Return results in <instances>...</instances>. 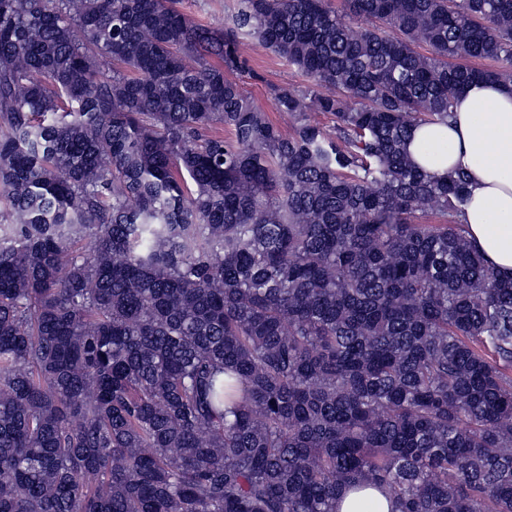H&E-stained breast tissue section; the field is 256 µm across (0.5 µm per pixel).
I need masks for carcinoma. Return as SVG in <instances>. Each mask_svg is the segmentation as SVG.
<instances>
[{
    "mask_svg": "<svg viewBox=\"0 0 512 512\" xmlns=\"http://www.w3.org/2000/svg\"><path fill=\"white\" fill-rule=\"evenodd\" d=\"M177 4L0 0V512H512V278L404 152L512 0ZM234 3L235 0H182L179 6L196 23L220 29ZM241 52L248 60L249 66L264 77V82L256 81L245 73L239 76V83L254 103L264 110L283 131H290L295 120L275 109L269 86L304 90L310 83L294 68L288 66L282 58L249 37L242 39ZM366 503L373 509L361 510ZM390 500L377 485L352 486L336 499V512H391Z\"/></svg>",
    "mask_w": 512,
    "mask_h": 512,
    "instance_id": "1",
    "label": "carcinoma"
}]
</instances>
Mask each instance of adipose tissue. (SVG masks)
Wrapping results in <instances>:
<instances>
[{
	"label": "adipose tissue",
	"mask_w": 512,
	"mask_h": 512,
	"mask_svg": "<svg viewBox=\"0 0 512 512\" xmlns=\"http://www.w3.org/2000/svg\"><path fill=\"white\" fill-rule=\"evenodd\" d=\"M406 151L429 177L467 174L458 221L488 265L512 277V83L470 85L447 124L413 128Z\"/></svg>",
	"instance_id": "1"
}]
</instances>
